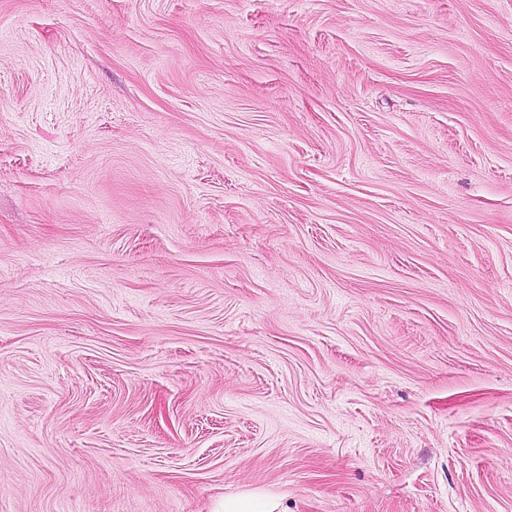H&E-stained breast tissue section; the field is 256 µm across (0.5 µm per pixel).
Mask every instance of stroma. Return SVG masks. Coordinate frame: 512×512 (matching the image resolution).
Segmentation results:
<instances>
[{"label":"stroma","mask_w":512,"mask_h":512,"mask_svg":"<svg viewBox=\"0 0 512 512\" xmlns=\"http://www.w3.org/2000/svg\"><path fill=\"white\" fill-rule=\"evenodd\" d=\"M512 512V0H0V512ZM224 512H288L278 497L261 490H252L224 497Z\"/></svg>","instance_id":"1"}]
</instances>
